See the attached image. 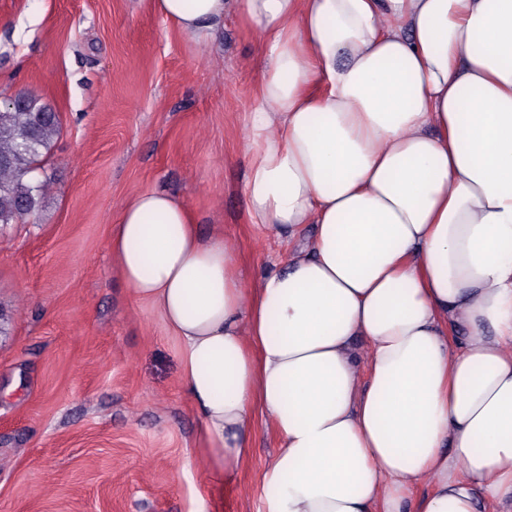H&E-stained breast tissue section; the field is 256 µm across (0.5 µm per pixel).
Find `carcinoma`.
I'll return each instance as SVG.
<instances>
[{
    "label": "carcinoma",
    "mask_w": 512,
    "mask_h": 512,
    "mask_svg": "<svg viewBox=\"0 0 512 512\" xmlns=\"http://www.w3.org/2000/svg\"><path fill=\"white\" fill-rule=\"evenodd\" d=\"M60 132L56 112L24 91L0 99V226L23 224L38 211L41 186L32 182Z\"/></svg>",
    "instance_id": "carcinoma-1"
}]
</instances>
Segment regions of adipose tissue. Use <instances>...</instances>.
<instances>
[{
    "instance_id": "obj_1",
    "label": "adipose tissue",
    "mask_w": 512,
    "mask_h": 512,
    "mask_svg": "<svg viewBox=\"0 0 512 512\" xmlns=\"http://www.w3.org/2000/svg\"><path fill=\"white\" fill-rule=\"evenodd\" d=\"M262 38L248 220L313 237L257 285L175 194L111 235L177 342L211 483L279 440L265 512H512V0H152ZM368 346L358 368L352 343Z\"/></svg>"
}]
</instances>
